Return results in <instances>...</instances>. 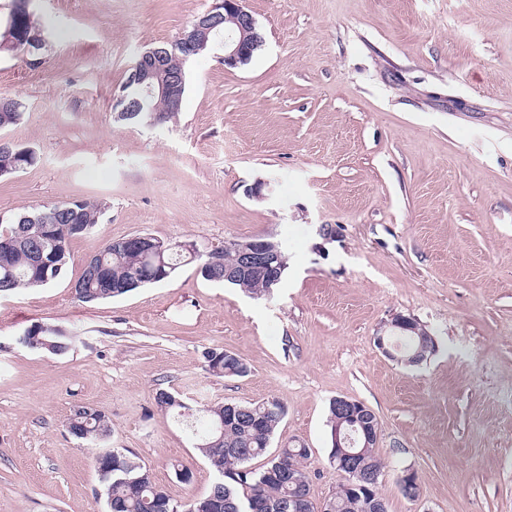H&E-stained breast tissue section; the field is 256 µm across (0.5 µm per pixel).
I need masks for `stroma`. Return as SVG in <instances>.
I'll return each mask as SVG.
<instances>
[{"mask_svg":"<svg viewBox=\"0 0 512 512\" xmlns=\"http://www.w3.org/2000/svg\"><path fill=\"white\" fill-rule=\"evenodd\" d=\"M210 4L36 0L44 64L0 55V96L26 106L0 137L39 155L0 179V216L103 208L59 279L0 296V512H105L103 448L137 456L175 501L209 490L215 474L156 406L160 387L193 407L279 400L268 452L309 448L313 502L344 480L327 419L349 397L378 419L388 512H512V0H247L265 38L247 64L196 56L175 121H116L139 55ZM145 234L212 249L274 239L288 269L259 298L190 263L121 297L76 299L105 241ZM399 315L434 340L418 365L377 346ZM35 325L67 331L70 349L19 346ZM208 349L248 374L209 375ZM79 406L105 412L110 436H71ZM407 469L414 499L399 486Z\"/></svg>","mask_w":512,"mask_h":512,"instance_id":"stroma-1","label":"stroma"}]
</instances>
